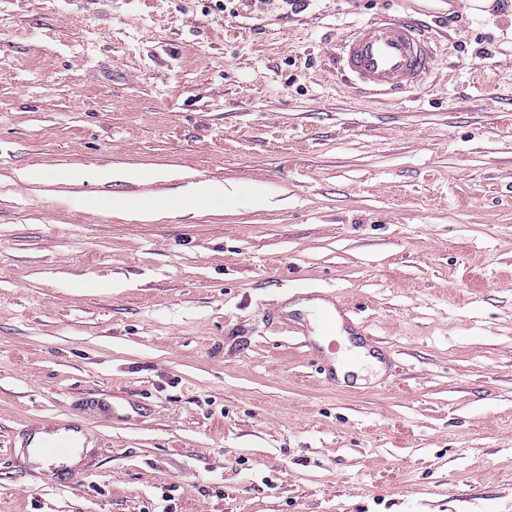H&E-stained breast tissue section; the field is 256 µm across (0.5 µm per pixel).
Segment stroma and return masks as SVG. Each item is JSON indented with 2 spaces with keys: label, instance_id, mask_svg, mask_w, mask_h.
<instances>
[{
  "label": "stroma",
  "instance_id": "1",
  "mask_svg": "<svg viewBox=\"0 0 512 512\" xmlns=\"http://www.w3.org/2000/svg\"><path fill=\"white\" fill-rule=\"evenodd\" d=\"M408 16L420 86L326 73ZM112 166L173 178L53 179ZM206 180L269 204L96 205ZM314 300L381 368L325 381ZM70 419L81 464L13 450ZM165 507L512 512V0H0V512ZM183 205L181 199H164L155 196H120L112 198V211L140 219L154 216Z\"/></svg>",
  "mask_w": 512,
  "mask_h": 512
}]
</instances>
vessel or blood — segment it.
<instances>
[{"instance_id": "vessel-or-blood-1", "label": "vessel or blood", "mask_w": 512, "mask_h": 512, "mask_svg": "<svg viewBox=\"0 0 512 512\" xmlns=\"http://www.w3.org/2000/svg\"><path fill=\"white\" fill-rule=\"evenodd\" d=\"M437 39L424 26L408 20H374L343 37L334 64L350 84L370 95H387L420 83L433 68ZM84 432L72 421L52 431L31 432L27 447L56 456L82 445Z\"/></svg>"}]
</instances>
